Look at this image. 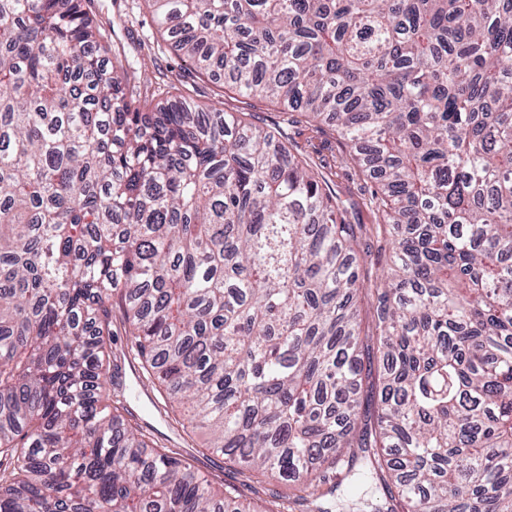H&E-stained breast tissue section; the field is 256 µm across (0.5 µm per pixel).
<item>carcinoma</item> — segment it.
<instances>
[{
	"label": "carcinoma",
	"mask_w": 512,
	"mask_h": 512,
	"mask_svg": "<svg viewBox=\"0 0 512 512\" xmlns=\"http://www.w3.org/2000/svg\"><path fill=\"white\" fill-rule=\"evenodd\" d=\"M142 2L224 94L330 127L375 224L281 125L154 103L95 0H0V512L288 510L123 418L117 322L175 422L304 512L337 471L384 494L347 512H512V0ZM368 241V248L371 254L372 263L368 264V267L370 269V274L375 275L376 273L378 275L383 274V272H386L388 265L386 264V260L389 256L390 251V243L388 239L384 238H376L371 237V239H367Z\"/></svg>",
	"instance_id": "obj_1"
}]
</instances>
